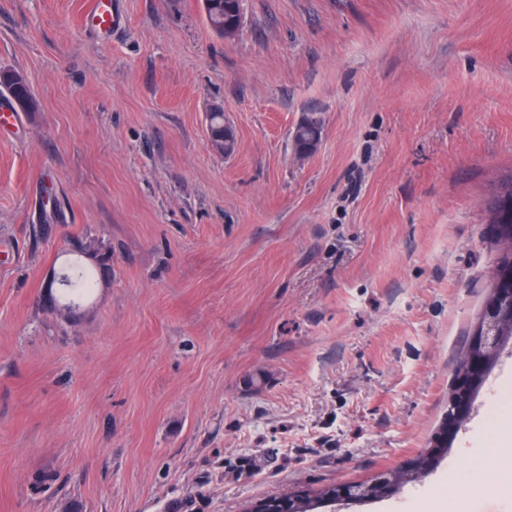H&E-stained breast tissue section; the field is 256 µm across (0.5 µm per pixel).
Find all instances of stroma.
Instances as JSON below:
<instances>
[{
	"mask_svg": "<svg viewBox=\"0 0 512 512\" xmlns=\"http://www.w3.org/2000/svg\"><path fill=\"white\" fill-rule=\"evenodd\" d=\"M89 2L0 0L36 102L0 135V512H242L403 465L499 256L512 0H243L232 41L203 0H119L103 39ZM102 259L60 316L51 274ZM508 379L511 344L433 471L318 512H418ZM210 141L212 145L217 146V151L224 155L233 154L236 149V140L224 139V133L231 138H235L232 128L224 129V113L210 112L208 114ZM315 118H317V115L314 113L306 114L297 124L292 134L293 149L296 153H303L313 141L320 140L323 130V121L320 118L319 122H316ZM312 150H314V148L310 147L309 150L303 154H309Z\"/></svg>",
	"mask_w": 512,
	"mask_h": 512,
	"instance_id": "obj_1",
	"label": "stroma"
}]
</instances>
